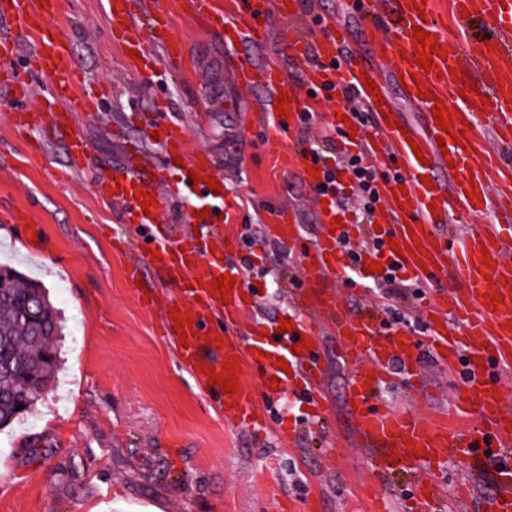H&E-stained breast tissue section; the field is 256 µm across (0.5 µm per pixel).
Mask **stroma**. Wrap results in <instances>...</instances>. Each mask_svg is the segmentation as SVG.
<instances>
[{"label": "stroma", "instance_id": "obj_1", "mask_svg": "<svg viewBox=\"0 0 512 512\" xmlns=\"http://www.w3.org/2000/svg\"><path fill=\"white\" fill-rule=\"evenodd\" d=\"M301 25L310 39L324 38L314 15L344 27L347 53L358 54L386 81L398 112L418 121L419 109L398 90L384 52L360 22L353 0H301ZM56 33L87 79L111 88L94 112L75 115L96 161L117 165L125 145L158 154L145 128L166 119L183 128L189 155L206 154L227 178L233 201L224 234L253 227L254 247L266 269L263 294L247 321L291 312L300 288L318 284L349 317L372 310L367 288L318 274L299 254L312 243L320 209L303 180L301 129L271 148L255 122L267 94L234 78L242 59L283 64L292 88L301 65L284 50V23L270 15L261 44L235 46L205 22L174 16L172 33L183 64L167 81L149 86L126 66L109 28L105 0H62ZM166 101L168 112L156 104ZM65 132L19 135L12 109L0 105V261L38 280L59 312V364L42 400L20 421L0 429V512H368L364 495L372 477L371 452L354 432L346 405L350 366L330 323L320 330L326 419L320 435H300L281 447L277 428L283 402L257 393L268 417L266 437L224 418L177 364L160 340L157 318L137 302L127 282L124 255L107 228L118 219L90 179L72 172ZM301 227L288 256L277 259L263 226L270 214ZM427 391L424 413L454 429L478 420L460 409L458 374L420 355ZM461 460H448L444 488L450 512H487L492 472L471 479Z\"/></svg>", "mask_w": 512, "mask_h": 512}]
</instances>
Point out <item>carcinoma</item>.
<instances>
[{"label": "carcinoma", "mask_w": 512, "mask_h": 512, "mask_svg": "<svg viewBox=\"0 0 512 512\" xmlns=\"http://www.w3.org/2000/svg\"><path fill=\"white\" fill-rule=\"evenodd\" d=\"M30 310L38 321L28 319ZM58 333V312L46 289L0 265V428L31 410L48 390L58 366Z\"/></svg>", "instance_id": "carcinoma-1"}]
</instances>
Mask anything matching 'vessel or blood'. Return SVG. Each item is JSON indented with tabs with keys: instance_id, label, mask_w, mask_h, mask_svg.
I'll use <instances>...</instances> for the list:
<instances>
[{
	"instance_id": "vessel-or-blood-1",
	"label": "vessel or blood",
	"mask_w": 512,
	"mask_h": 512,
	"mask_svg": "<svg viewBox=\"0 0 512 512\" xmlns=\"http://www.w3.org/2000/svg\"><path fill=\"white\" fill-rule=\"evenodd\" d=\"M457 22L488 21L494 33L478 48H468L445 37L434 8V0H396L392 18L378 23L373 0H358L361 14L369 25L378 26L389 50L391 72L404 96L420 109V120L411 123L397 112L385 81L369 63L344 57L348 33L334 26L331 35L313 42L292 21L296 8L284 0H242L250 22L240 25L224 11V0H108L112 37L128 50L126 65L145 83L153 84L168 75L167 67L181 55L180 44L171 37L173 11L191 20H208L218 30L229 29L240 42L254 43L262 35L263 18L270 12L288 20L285 46L303 65V90L330 95L332 110L326 113L328 124L346 130L342 117L349 109L334 96L336 86L352 87L372 118L371 126H358L353 144L361 148L368 162L386 171L379 184L381 198L376 217L382 231L381 256H368L371 264L393 265L396 271L413 281L444 276L448 285L435 290L423 304L425 337L416 339L409 330H387L374 314L341 317L333 297L319 294L292 315L289 332L261 330L251 326L239 332L245 314L258 304L259 294L247 282L239 262L230 260L236 252L235 240L216 241L221 215L227 214V195L212 193L204 178L217 175L215 162L206 156L185 155L182 128L170 121L152 125L164 149L158 163L145 165L139 144L127 148V160L114 166L112 174L97 178L100 197L120 212L126 228L120 243L130 235L148 232L151 249L133 258L127 269L129 283L135 284L138 302L148 310H158L163 337L176 352L179 367L208 394L215 395L225 418L257 432L264 418L255 412L256 391L248 383V374L259 379L261 391L277 398L307 393L311 420L324 414V405L314 392L324 378L319 352V321L328 318L343 346V354L352 365L347 382L349 412L356 422L360 440L373 448L371 466L383 475L404 472L412 477L410 512H437L440 485L437 478L449 456L463 453L473 463L491 458L497 463L494 493L488 512H512V389L503 380L512 374V256L504 247L512 237V164L496 161L492 149L484 147L478 129H486L494 141L512 145V0H451ZM60 11L59 0H0V21L11 28L0 37V88L16 103V124L34 128L65 130L66 145L73 162L89 152L84 135L75 125L79 112H93L99 106L96 95L83 91L69 51L55 32ZM430 33L438 53L432 54L430 69L418 65L424 48L414 38V27ZM29 53H22L23 43ZM163 44L164 57H156L147 43ZM25 56L26 67L44 77L48 91L38 110L26 108L31 88L15 66ZM479 73L484 84L477 93H464L457 71ZM246 87L262 86L271 101L265 111L274 121L266 128L268 138L279 139L298 124L304 99L301 92L289 89L284 70L275 64L256 67L243 60L235 73ZM374 81L375 90H367L363 77ZM286 96L287 114L276 117L274 98ZM444 104L451 114V132L441 135L433 110ZM461 140H454V132ZM183 157L181 178L176 191L187 199L193 211L209 209L206 218L196 219L195 233L170 235L158 220L159 207L143 210L139 193L158 196L166 171L174 168V157ZM200 174L201 183H192L189 172ZM497 190L500 205L490 224H477L484 207L475 206L473 191L488 195ZM321 201L328 212L321 217L320 232L313 245L303 253L304 263L316 271L333 276L346 275L350 258L340 247L344 237H356L360 225L338 221L331 196ZM268 236L283 242L294 240L297 226L280 215L272 216L265 227ZM397 248H390V241ZM160 279L175 283L177 293L167 301H158L152 290L139 287L144 269ZM233 277L235 284L229 299L211 292L210 286L222 275ZM503 298L492 308L490 293ZM185 318L183 332H175L171 309ZM455 319L462 328L459 336H444L439 327ZM309 347L302 354L292 348L301 338ZM426 347L435 361L458 370L466 386L468 403L477 407L480 419L476 427L450 430L430 417L407 411L398 412L375 402L382 380L401 376L409 381L415 397L423 390L415 382L416 352ZM285 359L287 369L276 366ZM236 366V390L228 394L213 376L227 377V364Z\"/></svg>"
}]
</instances>
